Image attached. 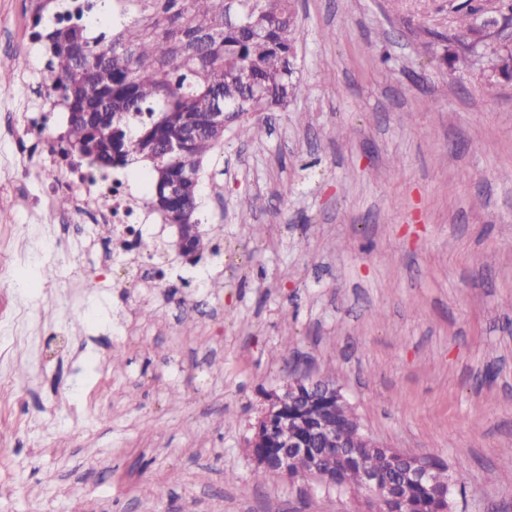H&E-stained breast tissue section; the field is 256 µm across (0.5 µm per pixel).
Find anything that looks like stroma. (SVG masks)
I'll return each mask as SVG.
<instances>
[{"label":"stroma","instance_id":"35a3bbf8","mask_svg":"<svg viewBox=\"0 0 512 512\" xmlns=\"http://www.w3.org/2000/svg\"><path fill=\"white\" fill-rule=\"evenodd\" d=\"M462 2L295 0L297 91L203 162L218 255L148 229L161 287L94 270L80 252L111 227L43 222L42 170L0 169V311L33 320L0 333V512H369L253 479L263 396L296 364L384 447L446 461L454 512H512V79L446 45ZM31 15L0 0V110Z\"/></svg>","mask_w":512,"mask_h":512}]
</instances>
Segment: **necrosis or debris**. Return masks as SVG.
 Segmentation results:
<instances>
[{"instance_id":"1","label":"necrosis or debris","mask_w":512,"mask_h":512,"mask_svg":"<svg viewBox=\"0 0 512 512\" xmlns=\"http://www.w3.org/2000/svg\"><path fill=\"white\" fill-rule=\"evenodd\" d=\"M19 78L29 88V103L19 116L24 120V128L13 139L14 176L22 177L34 166L44 171L47 186L39 205L53 211L54 223L114 226L111 244L95 253L94 263L107 267L119 257L141 258L146 246L144 228L152 223L153 217L127 174L118 169L103 173L66 154L62 139L46 134L57 113L65 111V102L61 97L45 93L42 81L32 71L20 70ZM19 117L8 112L0 118V123L10 128ZM59 194L69 197L70 208L57 213L53 210V200Z\"/></svg>"}]
</instances>
